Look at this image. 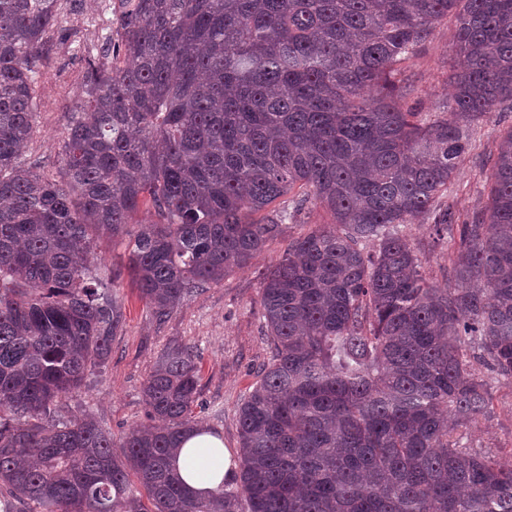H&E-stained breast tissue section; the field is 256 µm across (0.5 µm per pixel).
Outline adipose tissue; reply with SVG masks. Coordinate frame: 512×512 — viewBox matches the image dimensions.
I'll return each mask as SVG.
<instances>
[{
  "label": "adipose tissue",
  "mask_w": 512,
  "mask_h": 512,
  "mask_svg": "<svg viewBox=\"0 0 512 512\" xmlns=\"http://www.w3.org/2000/svg\"><path fill=\"white\" fill-rule=\"evenodd\" d=\"M229 464L223 440L199 426L186 435L177 455L171 460L174 474L187 490L205 498L219 490Z\"/></svg>",
  "instance_id": "adipose-tissue-1"
}]
</instances>
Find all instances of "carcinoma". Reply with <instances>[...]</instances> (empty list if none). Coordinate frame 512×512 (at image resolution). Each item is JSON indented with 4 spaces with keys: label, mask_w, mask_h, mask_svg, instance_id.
Segmentation results:
<instances>
[{
    "label": "carcinoma",
    "mask_w": 512,
    "mask_h": 512,
    "mask_svg": "<svg viewBox=\"0 0 512 512\" xmlns=\"http://www.w3.org/2000/svg\"><path fill=\"white\" fill-rule=\"evenodd\" d=\"M68 0H0V497L11 512H512V466L468 444L512 383V128L491 201L441 205L470 127L512 103V0H117L86 50L57 179L23 157ZM464 7H459V4ZM452 112L407 103L405 64L449 14ZM292 195L290 207L266 210ZM332 223L262 273L272 354L241 403V464L199 499L170 460L199 368L174 344L118 441L55 402L122 327L91 241L127 238L159 325L248 266L309 201ZM148 201L152 218L135 221ZM456 230L430 285L402 227Z\"/></svg>",
    "instance_id": "1"
}]
</instances>
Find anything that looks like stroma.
Listing matches in <instances>:
<instances>
[{
  "label": "stroma",
  "mask_w": 512,
  "mask_h": 512,
  "mask_svg": "<svg viewBox=\"0 0 512 512\" xmlns=\"http://www.w3.org/2000/svg\"><path fill=\"white\" fill-rule=\"evenodd\" d=\"M112 0H69L65 36L49 45L48 62L39 78L41 107L36 132L26 155L40 173L58 176L68 131V115L82 92L84 55L108 25ZM456 20L441 22L410 61L414 92L410 104L422 116L441 112L451 88L449 76L457 64ZM512 127V111L496 106L472 131V146L458 161L447 200L458 215L486 204L490 191L486 161L501 134ZM405 234L415 246L425 277L439 287L448 285V254L452 239L433 242L425 224H409ZM286 243L274 239L251 267L237 271L218 284L188 297L156 326L124 272L125 246L101 238L94 245L96 265L102 273L121 268L112 288L123 313V327L111 342L106 364L85 380L60 407L62 416L92 415L113 437L147 423L143 387L157 357L173 343L194 348L200 367V399L196 421L217 433L232 459L240 457L237 409L267 363L271 346L264 334L260 310L258 272L282 255ZM494 412L472 435L476 447L488 449L503 463H512V385L490 380Z\"/></svg>",
  "instance_id": "1"
}]
</instances>
